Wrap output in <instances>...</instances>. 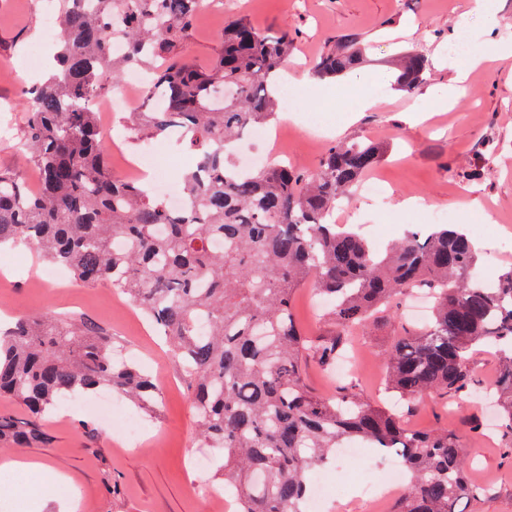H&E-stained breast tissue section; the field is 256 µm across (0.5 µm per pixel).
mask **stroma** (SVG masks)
Returning a JSON list of instances; mask_svg holds the SVG:
<instances>
[{"instance_id": "1", "label": "stroma", "mask_w": 512, "mask_h": 512, "mask_svg": "<svg viewBox=\"0 0 512 512\" xmlns=\"http://www.w3.org/2000/svg\"><path fill=\"white\" fill-rule=\"evenodd\" d=\"M42 3L0 0V62L12 63L15 72L14 78L0 80V103L9 105L0 111V123L11 121L16 129L24 122V90L46 74L45 61L30 64V51L40 45L49 56L54 50L45 39ZM235 18L264 30L295 32L288 69L300 79L310 77L312 62L335 41L351 39L365 50L361 67L321 83L318 109L337 113L336 120L323 125L321 142L304 134L309 110L299 106L276 121L277 127L292 132L287 149L248 138L242 150L265 153L310 172L331 143L367 138L382 145L386 156L372 175L391 186L390 196L379 204L351 197L337 216L339 223H358L368 241L382 248L409 225L430 224L433 209L445 207L456 213L459 224H483L476 273L497 280L502 268L512 264V58L492 59L471 69L467 92L421 123L416 112L428 107V100L395 86L397 56L417 49L430 60L424 87L447 90L455 76L449 65V39L463 28L480 37L485 25L482 0H212L196 20L188 55L198 63L209 62L221 47L225 24ZM363 98L372 102L364 111L356 106ZM475 170L480 176L470 185L469 197L457 196L456 185ZM409 197L423 199L424 208H402ZM473 198L480 200V207L470 206ZM0 259L13 268L7 285H0V314L96 321L150 366L163 397L160 418L152 420L151 433L136 445L117 442L124 417L141 415L128 403L122 406V416L111 420L90 417L82 409L49 413L42 419L50 437L43 446L18 448L0 442V464L37 463L20 471L29 504H36L48 488L59 501L76 502V512H216L195 489L210 483L211 462L222 452L199 447L189 392L178 381L162 340L135 304L105 282L37 285L45 263L35 251L4 248ZM392 335L386 329L357 343L354 370L363 380L364 397L376 403L385 400L380 390L386 376L382 348ZM464 418L492 425L496 411L480 398L444 402L428 395L406 421L411 428L426 430L442 420L455 425ZM86 420L92 432L82 429ZM465 445L471 478L500 489L499 496L470 504V512H512V461L504 460L498 434L470 437ZM53 470L68 475V483L50 484Z\"/></svg>"}]
</instances>
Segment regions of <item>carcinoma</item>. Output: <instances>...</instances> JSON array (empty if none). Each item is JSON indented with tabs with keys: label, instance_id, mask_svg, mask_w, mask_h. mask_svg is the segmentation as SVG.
Returning a JSON list of instances; mask_svg holds the SVG:
<instances>
[{
	"label": "carcinoma",
	"instance_id": "obj_1",
	"mask_svg": "<svg viewBox=\"0 0 512 512\" xmlns=\"http://www.w3.org/2000/svg\"><path fill=\"white\" fill-rule=\"evenodd\" d=\"M207 0H59L58 70L25 91L16 137L17 169H0V245L30 248L84 284L108 282L128 295L165 337L191 393L202 448H220L213 480L238 499V512H304L310 473L358 443L400 459L409 483L393 512H461L462 500L500 493L470 480L465 444L446 424L408 427L388 404L361 397L349 377L336 393H313L308 365L323 373L346 358L416 289L433 298L431 318L404 328L384 356L386 393L404 410L423 396L442 399L477 387L472 353L492 347L498 367L490 391L505 457L512 459V267L494 286L475 273L479 250L460 224L409 230L379 252L330 216L383 157L369 141L327 148L315 170L268 163L239 171L234 151L271 121L279 71L294 43L284 31L245 19L224 27L206 65L186 54ZM118 37L124 54L111 53ZM361 60L344 39L317 58L314 78L344 74ZM130 67L149 72L132 130L179 131L194 152L181 177L188 206L172 210L143 182L112 175L90 104ZM430 68L411 50L397 85L412 92ZM39 175L28 188L24 169ZM304 286L322 296L325 331L310 340L293 297ZM120 343L81 318L30 316L0 335V397L30 420L0 416V440L46 444L41 418L79 392L109 387L145 414L161 416L151 376L116 355Z\"/></svg>",
	"mask_w": 512,
	"mask_h": 512
}]
</instances>
